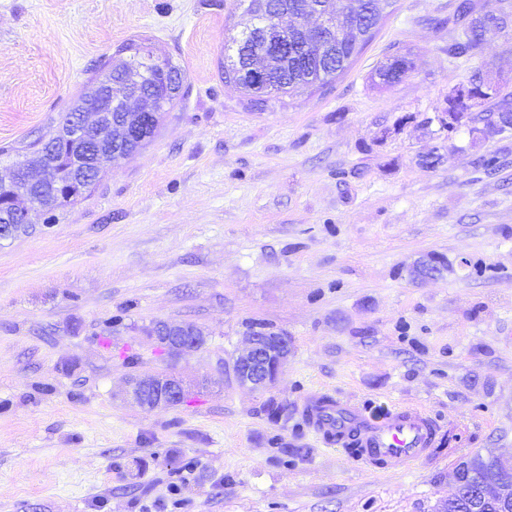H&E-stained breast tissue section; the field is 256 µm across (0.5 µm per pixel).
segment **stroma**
I'll list each match as a JSON object with an SVG mask.
<instances>
[{
	"mask_svg": "<svg viewBox=\"0 0 512 512\" xmlns=\"http://www.w3.org/2000/svg\"><path fill=\"white\" fill-rule=\"evenodd\" d=\"M453 11L397 0L345 74L259 109L224 80L239 0H0V148L53 134L126 42L187 72L150 144L0 243V512H432L461 458L512 456V131L434 120L473 70L512 92V28L452 59ZM397 52L410 71L374 87ZM155 320L206 342L172 355ZM257 327L294 345L266 391L232 369ZM146 375L187 402L141 409ZM313 391L421 405L441 444L370 472L310 427ZM186 394L187 386L174 375L136 379L130 390L131 399L145 410H153L159 406L170 407L176 399L186 398ZM184 399L177 401L176 406L183 403Z\"/></svg>",
	"mask_w": 512,
	"mask_h": 512,
	"instance_id": "1",
	"label": "stroma"
}]
</instances>
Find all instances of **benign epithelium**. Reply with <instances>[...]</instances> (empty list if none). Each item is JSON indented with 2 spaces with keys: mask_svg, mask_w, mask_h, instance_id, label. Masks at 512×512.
I'll list each match as a JSON object with an SVG mask.
<instances>
[{
  "mask_svg": "<svg viewBox=\"0 0 512 512\" xmlns=\"http://www.w3.org/2000/svg\"><path fill=\"white\" fill-rule=\"evenodd\" d=\"M288 13L279 11L267 14L259 19L251 16L244 32L250 34L258 29L269 31L272 28L283 30L282 20ZM293 26L316 38L330 26L329 17L316 8H308L292 16ZM99 88L94 89L86 101L78 105L77 117L72 127V137L85 139L88 135L100 131L104 126L112 125V117L95 103ZM124 111L144 113L149 124L159 119L160 109L154 98L140 94H128L121 98ZM56 180V169L45 161L28 162L24 166L0 168V200L25 193L41 186L52 184ZM45 207L36 202L25 211L12 214L10 220L0 226V242L12 241L21 234L35 230L38 220L43 218ZM154 342L175 355H188L204 345V336L196 328L163 322L160 330L152 337ZM292 353L291 337L285 333H270L254 330L250 335L249 348L235 357L233 367L238 382L256 390H268L276 383L280 373L288 363ZM187 394V386L177 376L144 377L131 384L130 397L145 410L159 406H170L173 401ZM501 479L494 483H482L471 488L464 484L460 472H455V490L453 497L465 502L471 512H480L484 506L499 500L512 491V459H497Z\"/></svg>",
  "mask_w": 512,
  "mask_h": 512,
  "instance_id": "7a95c632",
  "label": "benign epithelium"
}]
</instances>
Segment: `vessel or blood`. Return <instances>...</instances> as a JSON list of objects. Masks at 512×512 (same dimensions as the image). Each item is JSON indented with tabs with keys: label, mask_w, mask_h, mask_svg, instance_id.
I'll use <instances>...</instances> for the list:
<instances>
[{
	"label": "vessel or blood",
	"mask_w": 512,
	"mask_h": 512,
	"mask_svg": "<svg viewBox=\"0 0 512 512\" xmlns=\"http://www.w3.org/2000/svg\"><path fill=\"white\" fill-rule=\"evenodd\" d=\"M303 413L326 444L353 441V455L368 469L395 470L422 461L435 448L440 428L422 408L399 405L375 420L356 405L313 394Z\"/></svg>",
	"instance_id": "1"
}]
</instances>
